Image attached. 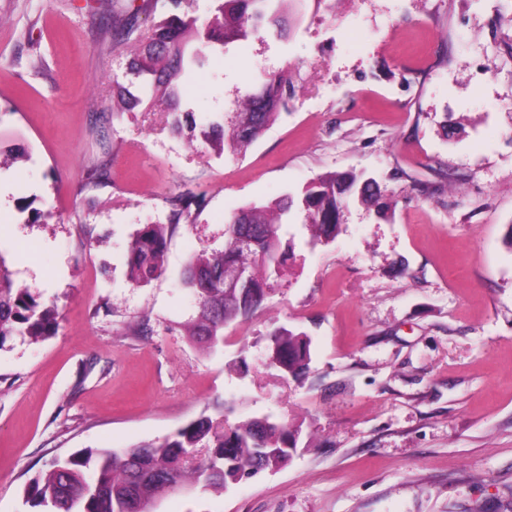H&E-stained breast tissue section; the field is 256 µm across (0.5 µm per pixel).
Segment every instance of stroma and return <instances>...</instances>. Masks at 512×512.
<instances>
[{
	"label": "stroma",
	"mask_w": 512,
	"mask_h": 512,
	"mask_svg": "<svg viewBox=\"0 0 512 512\" xmlns=\"http://www.w3.org/2000/svg\"><path fill=\"white\" fill-rule=\"evenodd\" d=\"M154 0H0V256L59 314L0 345V512H29L57 456L164 438L216 399L236 419L302 426L300 453L223 495L157 512H512V0H297L290 32L213 49L179 85L197 123L231 121L271 73L287 110L246 152L216 154L165 112L106 111L121 55L99 14ZM111 161L110 181L83 170ZM355 171L393 206L350 205L336 239L294 256L223 353L185 334L192 250L224 246L235 212ZM196 200L174 220L171 200ZM168 225L166 271L141 288L127 251ZM150 331H139L141 320ZM306 333L298 381L264 368L276 327Z\"/></svg>",
	"instance_id": "35a3bbf8"
}]
</instances>
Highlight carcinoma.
Returning a JSON list of instances; mask_svg holds the SVG:
<instances>
[{
  "label": "carcinoma",
  "mask_w": 512,
  "mask_h": 512,
  "mask_svg": "<svg viewBox=\"0 0 512 512\" xmlns=\"http://www.w3.org/2000/svg\"><path fill=\"white\" fill-rule=\"evenodd\" d=\"M213 2L215 8L204 21L184 10V0H167L168 16L146 27L136 11L114 9L103 18L114 46H124L129 53L123 74H112V110L132 111L145 101L148 112L163 105L171 117V129L181 131L194 115L180 110L175 82L204 64L206 47L243 40L264 24L276 36H283L284 5L292 0ZM121 76L128 84L119 81ZM131 86L138 93L131 92ZM292 91L288 72L268 75L262 89L243 101L235 121L228 127L211 121L203 131L204 139L220 154L226 148L236 154L247 150L278 119L279 105ZM109 178L106 161L86 170V179L95 184ZM352 200L378 210L388 207L374 179L343 172L320 174L297 195L284 193L232 215L224 224V249L199 248L189 258L182 285L197 301L196 316L186 327L190 341L216 355L223 351L224 329L247 319L262 305L271 278L279 276L290 257V245L282 242V228L292 212L304 214L313 242L328 244L340 231ZM240 228L256 231L251 243L238 237ZM167 230L165 224H146L132 239L128 269L133 286H145L165 271ZM229 267L248 271L245 287H224V271ZM58 318L55 306L37 302L27 289L14 285L0 257V343L13 335L42 339L56 330ZM267 340V367L284 378L306 373L311 361L310 336L277 327ZM233 412L231 402L218 400L210 413L161 440L120 451L86 449L56 457L27 483L25 503L33 512H129L134 499L139 512H155L164 495L183 489L221 495L253 477L263 458H274L280 467L296 455L299 427L267 415L231 422Z\"/></svg>",
  "instance_id": "1"
}]
</instances>
